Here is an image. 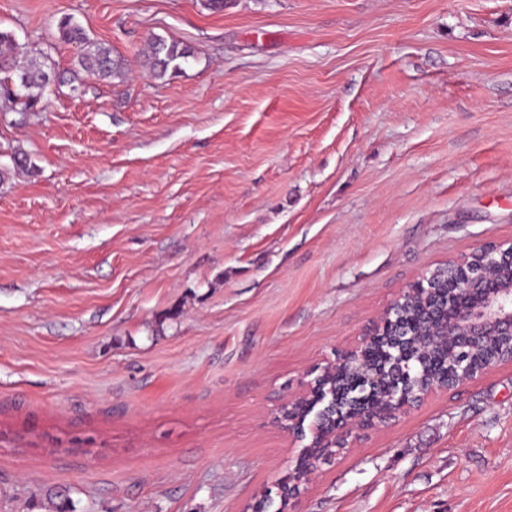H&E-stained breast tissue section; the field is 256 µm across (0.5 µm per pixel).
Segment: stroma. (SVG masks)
Instances as JSON below:
<instances>
[{"instance_id": "stroma-1", "label": "stroma", "mask_w": 512, "mask_h": 512, "mask_svg": "<svg viewBox=\"0 0 512 512\" xmlns=\"http://www.w3.org/2000/svg\"><path fill=\"white\" fill-rule=\"evenodd\" d=\"M70 17L123 55L77 70ZM64 75L0 112V512H246L401 291L512 242V0H0ZM162 36L194 53L154 78ZM321 463L294 512H512V363Z\"/></svg>"}]
</instances>
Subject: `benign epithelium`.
<instances>
[{"label":"benign epithelium","instance_id":"benign-epithelium-1","mask_svg":"<svg viewBox=\"0 0 512 512\" xmlns=\"http://www.w3.org/2000/svg\"><path fill=\"white\" fill-rule=\"evenodd\" d=\"M439 278L455 281L459 313L454 316L433 313L425 318L429 335L439 343L454 342L467 349L481 346L490 336L501 337L508 340L509 348L499 361L512 362V243L489 242L468 255L452 258L422 274L408 289L399 294L362 337L345 350L337 362L325 368V372L347 369L376 337L385 333L388 323L398 321L403 308L414 301L422 289L430 287ZM487 371L488 367L476 369L467 359L462 358L455 364L451 378L436 386L432 385L409 399L400 396L389 411L376 412L369 419L358 413L344 419L334 425L332 436L341 435L349 428L366 430L380 427L433 394V390L439 387L450 390L462 387ZM338 400L336 392L321 385V377L306 382L303 391L286 403L288 430L300 441L309 434L311 442H316L323 430L321 417L330 411H336ZM306 421L309 422L307 427L304 426ZM313 470L312 466L297 467L289 476L288 485L280 486V496H286L290 501L296 500L301 494L302 483L308 480Z\"/></svg>","mask_w":512,"mask_h":512}]
</instances>
